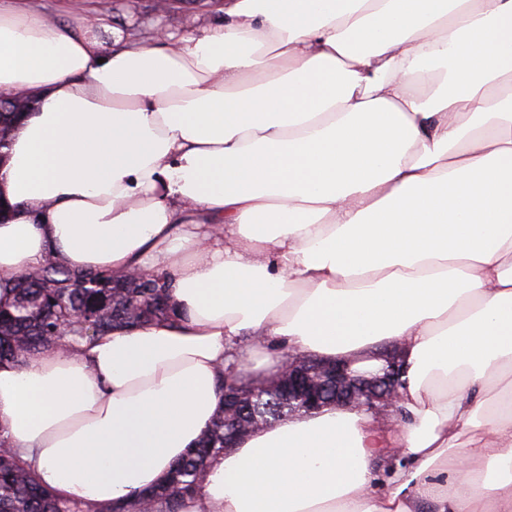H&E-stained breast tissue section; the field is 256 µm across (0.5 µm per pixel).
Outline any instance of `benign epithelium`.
<instances>
[{
  "label": "benign epithelium",
  "mask_w": 512,
  "mask_h": 512,
  "mask_svg": "<svg viewBox=\"0 0 512 512\" xmlns=\"http://www.w3.org/2000/svg\"><path fill=\"white\" fill-rule=\"evenodd\" d=\"M385 364L376 370L354 369L349 363H330L313 355L294 352L288 355L282 373V384L288 405L308 413L323 408H355L373 415H385L398 400L400 387L398 358L390 352L383 355ZM239 363H232L224 377V447L233 448L245 432L262 425V421L232 426L230 421L241 407L242 390Z\"/></svg>",
  "instance_id": "1"
}]
</instances>
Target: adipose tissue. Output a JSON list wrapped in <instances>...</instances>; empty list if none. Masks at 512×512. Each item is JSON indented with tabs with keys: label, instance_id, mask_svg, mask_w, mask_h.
Here are the masks:
<instances>
[{
	"label": "adipose tissue",
	"instance_id": "1",
	"mask_svg": "<svg viewBox=\"0 0 512 512\" xmlns=\"http://www.w3.org/2000/svg\"><path fill=\"white\" fill-rule=\"evenodd\" d=\"M142 45L0 0V307L46 256L168 273L175 323L0 364V434L63 498L162 485L235 358L405 369L392 429L326 408L216 458L182 512H512V0H225ZM408 456L390 489L373 461ZM8 93L0 92V163L5 157L9 146V140L14 131V123L26 112L33 104V100L28 97L20 96L18 99L10 100L13 112H8L10 107L7 99Z\"/></svg>",
	"mask_w": 512,
	"mask_h": 512
}]
</instances>
